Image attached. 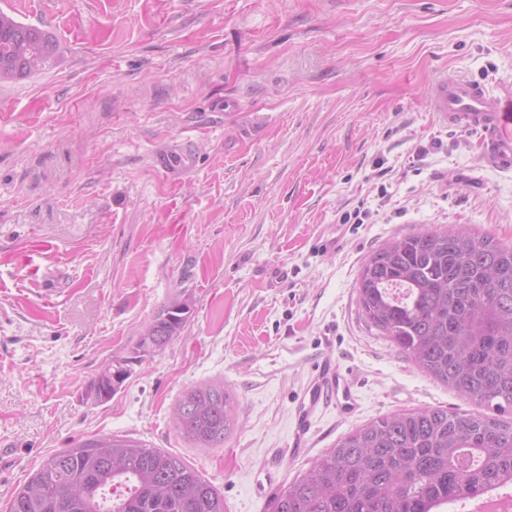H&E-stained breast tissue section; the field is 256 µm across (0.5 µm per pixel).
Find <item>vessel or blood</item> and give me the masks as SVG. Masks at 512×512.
I'll return each instance as SVG.
<instances>
[{
    "label": "vessel or blood",
    "instance_id": "vessel-or-blood-1",
    "mask_svg": "<svg viewBox=\"0 0 512 512\" xmlns=\"http://www.w3.org/2000/svg\"><path fill=\"white\" fill-rule=\"evenodd\" d=\"M428 103L436 119L479 135L482 161L502 172L512 171V103L491 93L484 85L453 77L436 79ZM335 402L342 413L360 407L353 379L342 371L333 356L317 362L299 398V407L289 442L291 456H299L309 444L314 418L327 402Z\"/></svg>",
    "mask_w": 512,
    "mask_h": 512
}]
</instances>
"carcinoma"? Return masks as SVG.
<instances>
[{
  "mask_svg": "<svg viewBox=\"0 0 512 512\" xmlns=\"http://www.w3.org/2000/svg\"><path fill=\"white\" fill-rule=\"evenodd\" d=\"M58 44L0 12V82L46 67ZM357 293L364 320L422 372L459 396L512 410V244L455 229L387 241L363 262ZM190 297L169 300L142 329L135 361L178 337ZM129 371L108 365L86 393L112 399ZM236 398L200 383L173 420L202 449L224 444ZM512 486V421L426 408L393 413L342 437L281 489L273 512H439L463 498ZM8 512H225L222 495L195 468L161 448L102 435L44 460Z\"/></svg>",
  "mask_w": 512,
  "mask_h": 512,
  "instance_id": "1",
  "label": "carcinoma"
}]
</instances>
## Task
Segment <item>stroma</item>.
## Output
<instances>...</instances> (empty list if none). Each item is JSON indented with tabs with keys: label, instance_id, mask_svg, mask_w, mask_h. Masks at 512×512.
Instances as JSON below:
<instances>
[{
	"label": "stroma",
	"instance_id": "obj_1",
	"mask_svg": "<svg viewBox=\"0 0 512 512\" xmlns=\"http://www.w3.org/2000/svg\"><path fill=\"white\" fill-rule=\"evenodd\" d=\"M32 2L0 0L59 44L0 84V512L43 459L104 434L179 456L226 512H273L380 416L477 412L367 325L355 285L386 240L427 228L512 243V172L427 107L442 73L512 99V0ZM168 156L188 162L159 168ZM358 208L364 223H342ZM181 293V336L130 361ZM326 354L361 408H324L295 458L298 396ZM122 361L112 399L86 400ZM209 381L234 393L236 428L204 451L172 412Z\"/></svg>",
	"mask_w": 512,
	"mask_h": 512
}]
</instances>
